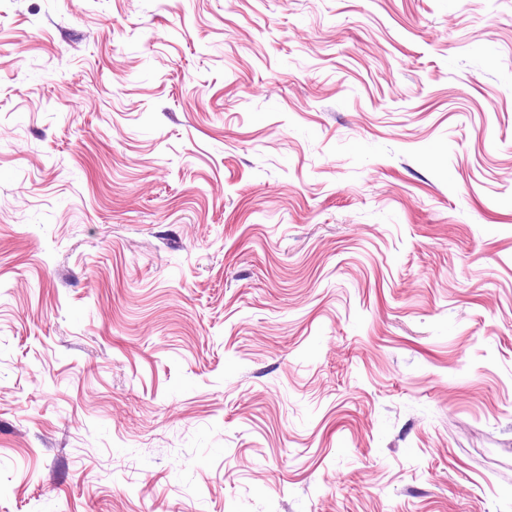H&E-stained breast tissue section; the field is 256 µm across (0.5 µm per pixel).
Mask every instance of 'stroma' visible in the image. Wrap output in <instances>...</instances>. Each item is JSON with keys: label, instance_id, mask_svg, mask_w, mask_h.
Listing matches in <instances>:
<instances>
[{"label": "stroma", "instance_id": "35a3bbf8", "mask_svg": "<svg viewBox=\"0 0 512 512\" xmlns=\"http://www.w3.org/2000/svg\"><path fill=\"white\" fill-rule=\"evenodd\" d=\"M0 512H512V0H0Z\"/></svg>", "mask_w": 512, "mask_h": 512}]
</instances>
